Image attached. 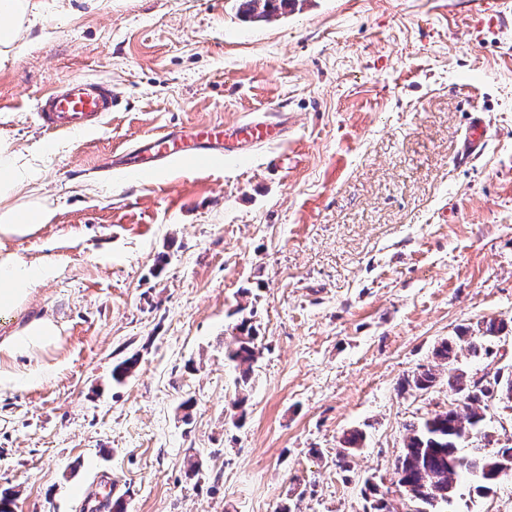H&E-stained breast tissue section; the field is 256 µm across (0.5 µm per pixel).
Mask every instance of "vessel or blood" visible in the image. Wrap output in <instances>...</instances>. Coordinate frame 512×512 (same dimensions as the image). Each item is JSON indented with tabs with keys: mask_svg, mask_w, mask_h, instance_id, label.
<instances>
[{
	"mask_svg": "<svg viewBox=\"0 0 512 512\" xmlns=\"http://www.w3.org/2000/svg\"><path fill=\"white\" fill-rule=\"evenodd\" d=\"M122 99L111 85L74 78L56 86L38 103V120L45 130L85 128L101 121L105 115L120 109ZM489 126L482 116H475L465 138L460 156L468 162L483 151ZM288 136L284 121L264 118L237 122L192 125L147 133L129 148L111 156L105 170H152L178 160L197 157H220L247 147L283 140Z\"/></svg>",
	"mask_w": 512,
	"mask_h": 512,
	"instance_id": "vessel-or-blood-1",
	"label": "vessel or blood"
}]
</instances>
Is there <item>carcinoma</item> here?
<instances>
[{
	"label": "carcinoma",
	"mask_w": 512,
	"mask_h": 512,
	"mask_svg": "<svg viewBox=\"0 0 512 512\" xmlns=\"http://www.w3.org/2000/svg\"><path fill=\"white\" fill-rule=\"evenodd\" d=\"M296 3L297 0H239L238 10L242 16L261 22L287 13L288 8ZM511 328V320L492 319L483 322L481 335L471 336L470 328L463 327L454 338L441 342L436 348L435 356L449 365L448 390L462 404L464 412L450 405L416 424L408 425L405 451L398 468L399 481L430 495L439 489H454L466 477L478 480L487 488L497 484L495 475L502 466L512 465V445L491 452L481 447L472 448L467 454L460 452L461 442L467 438L482 441L489 438V433L483 430L488 401L505 397L512 402V372L506 376L498 372L487 380L470 377L453 367L458 349L465 347L477 356L487 350L485 343ZM236 330L237 336L225 345L224 356L240 369V382L245 384L250 379L259 353L258 336L251 319L245 316L236 325ZM138 362L139 355L135 353L117 363L112 370V380L123 382ZM435 382L432 369L421 366L412 374L407 385L425 391L433 387ZM363 495L372 499V512H391L387 501L379 496L376 485L365 484Z\"/></svg>",
	"instance_id": "obj_1"
}]
</instances>
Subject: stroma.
I'll use <instances>...</instances> for the list:
<instances>
[{
  "instance_id": "stroma-1",
  "label": "stroma",
  "mask_w": 512,
  "mask_h": 512,
  "mask_svg": "<svg viewBox=\"0 0 512 512\" xmlns=\"http://www.w3.org/2000/svg\"><path fill=\"white\" fill-rule=\"evenodd\" d=\"M496 3L299 0L268 23L234 0L39 10L0 66V131L49 149L22 193L55 212L8 247L61 264L27 314L63 335L53 378L0 392L11 512H86L103 475L127 512H367L368 480L412 512L396 474L406 428L453 400L435 348L512 319V0ZM78 77L109 81L121 108L44 131L39 99ZM281 110L287 139L242 155L96 168L148 132ZM478 114L491 137L458 163ZM241 303L260 350L244 387L223 346ZM423 365L435 386L405 387ZM457 365L511 372L512 333ZM355 430L364 441L339 465ZM433 512H512V478L488 492L461 480Z\"/></svg>"
}]
</instances>
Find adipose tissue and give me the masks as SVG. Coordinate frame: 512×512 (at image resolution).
<instances>
[{
    "label": "adipose tissue",
    "instance_id": "obj_1",
    "mask_svg": "<svg viewBox=\"0 0 512 512\" xmlns=\"http://www.w3.org/2000/svg\"><path fill=\"white\" fill-rule=\"evenodd\" d=\"M33 0H0V63L21 49L31 22ZM40 156L16 149L0 136V392L52 378L49 351L59 346L62 327L48 315L25 318L35 289L59 274L51 260L32 262L5 248V241L35 236L53 217L46 198H19L22 187L38 182Z\"/></svg>",
    "mask_w": 512,
    "mask_h": 512
}]
</instances>
